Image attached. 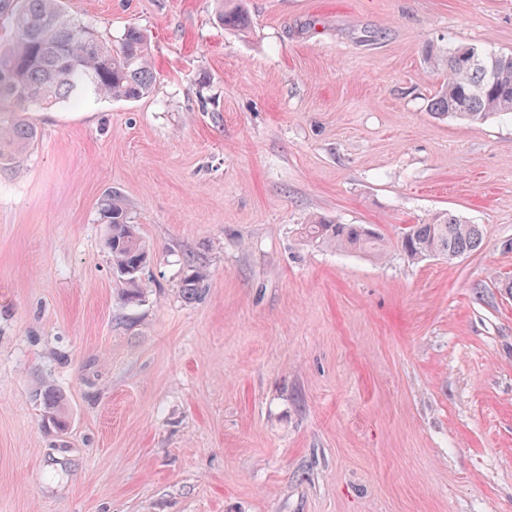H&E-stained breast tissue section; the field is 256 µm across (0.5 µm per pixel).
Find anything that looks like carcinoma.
I'll return each mask as SVG.
<instances>
[{"mask_svg": "<svg viewBox=\"0 0 512 512\" xmlns=\"http://www.w3.org/2000/svg\"><path fill=\"white\" fill-rule=\"evenodd\" d=\"M11 38L0 44V166L19 163L37 139V129L22 112L31 105L43 108L63 102L100 99L137 100L149 94L155 76L150 43L138 26L124 29L119 47L105 40L92 26L80 24L63 7V0H0ZM220 21L243 30L249 14L243 0H223ZM427 63L441 70L444 81L430 103L437 118L468 123L500 116L512 117V52L456 44L430 51ZM100 218L109 226L107 246L112 264L130 288L125 301H141L139 273L149 258L128 211L117 195L101 204ZM306 237L341 251L382 256L388 242L364 224H328L313 221L302 227ZM482 228L457 215L437 214L422 224L404 229L398 243L411 258L442 256L448 259L476 252L483 245ZM201 272L184 279L183 298L194 301L203 289ZM47 422L59 431L69 426L61 397L52 389L41 393Z\"/></svg>", "mask_w": 512, "mask_h": 512, "instance_id": "obj_1", "label": "carcinoma"}]
</instances>
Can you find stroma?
I'll return each mask as SVG.
<instances>
[{"label":"stroma","instance_id":"1","mask_svg":"<svg viewBox=\"0 0 512 512\" xmlns=\"http://www.w3.org/2000/svg\"><path fill=\"white\" fill-rule=\"evenodd\" d=\"M246 3L238 31L216 0H64L146 30L156 81L28 112L0 169V512H512V123L432 117L425 60L512 51V0ZM110 192L150 247L134 306ZM439 213L483 250L397 248ZM370 228L364 224H328L317 220L305 224L302 230L306 237L335 247L336 250L383 256L388 242L379 232H372ZM40 396L45 409H47V422L59 431H65L69 426V420L63 408L61 397L53 389L45 390Z\"/></svg>","mask_w":512,"mask_h":512}]
</instances>
